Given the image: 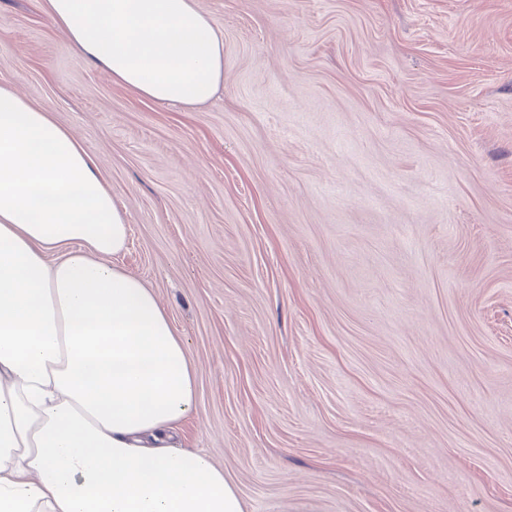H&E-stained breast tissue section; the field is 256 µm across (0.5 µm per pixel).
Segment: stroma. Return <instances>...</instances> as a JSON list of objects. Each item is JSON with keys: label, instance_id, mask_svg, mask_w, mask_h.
I'll return each instance as SVG.
<instances>
[{"label": "stroma", "instance_id": "35a3bbf8", "mask_svg": "<svg viewBox=\"0 0 512 512\" xmlns=\"http://www.w3.org/2000/svg\"><path fill=\"white\" fill-rule=\"evenodd\" d=\"M208 103L165 105L0 0V82L130 226L247 512H512V0H197Z\"/></svg>", "mask_w": 512, "mask_h": 512}]
</instances>
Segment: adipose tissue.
Returning <instances> with one entry per match:
<instances>
[{
	"mask_svg": "<svg viewBox=\"0 0 512 512\" xmlns=\"http://www.w3.org/2000/svg\"><path fill=\"white\" fill-rule=\"evenodd\" d=\"M70 51L157 103L207 102L224 39L196 0H44ZM129 226L95 157L0 83V512H245L208 455L181 336L112 264Z\"/></svg>",
	"mask_w": 512,
	"mask_h": 512,
	"instance_id": "obj_1",
	"label": "adipose tissue"
}]
</instances>
